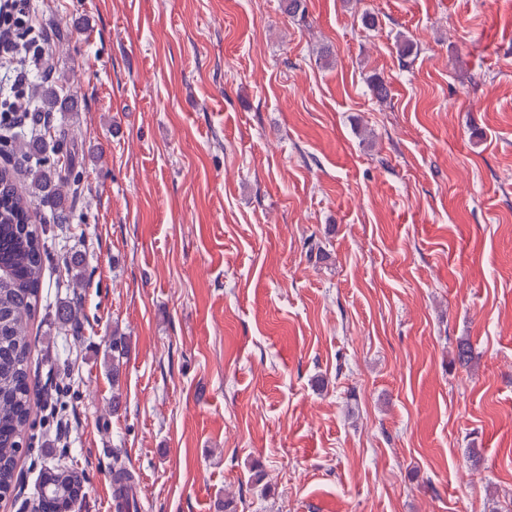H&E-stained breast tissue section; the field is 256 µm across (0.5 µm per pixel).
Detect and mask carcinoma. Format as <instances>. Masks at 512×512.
<instances>
[{"instance_id":"cac0c4a2","label":"carcinoma","mask_w":512,"mask_h":512,"mask_svg":"<svg viewBox=\"0 0 512 512\" xmlns=\"http://www.w3.org/2000/svg\"><path fill=\"white\" fill-rule=\"evenodd\" d=\"M27 108L36 113L68 112L72 98L62 82L31 83ZM15 165L0 170V495L17 481L16 468L38 386L29 365L32 344L28 320L42 301L43 268L49 256L39 226L52 218L68 224L72 217L64 187H78L81 176L59 158L57 144L34 147L17 134L0 137V154ZM30 178L26 193L14 182L17 166ZM81 486L75 470L50 463L42 468L37 489L40 512H60Z\"/></svg>"}]
</instances>
